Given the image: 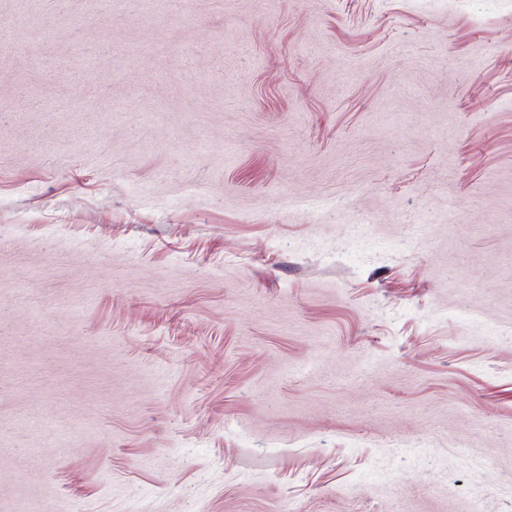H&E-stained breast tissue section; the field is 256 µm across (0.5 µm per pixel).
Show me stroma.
Here are the masks:
<instances>
[{"label": "stroma", "mask_w": 512, "mask_h": 512, "mask_svg": "<svg viewBox=\"0 0 512 512\" xmlns=\"http://www.w3.org/2000/svg\"><path fill=\"white\" fill-rule=\"evenodd\" d=\"M0 512H512V0H0Z\"/></svg>", "instance_id": "35a3bbf8"}]
</instances>
